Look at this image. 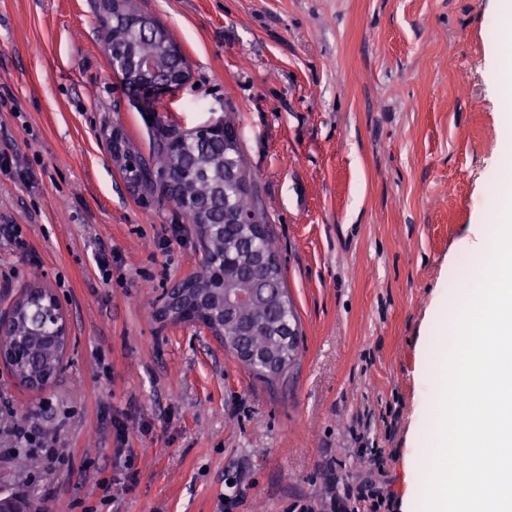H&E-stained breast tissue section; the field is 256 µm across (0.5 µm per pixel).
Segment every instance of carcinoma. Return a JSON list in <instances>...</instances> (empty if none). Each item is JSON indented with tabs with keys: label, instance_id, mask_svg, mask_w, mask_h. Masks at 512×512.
Listing matches in <instances>:
<instances>
[{
	"label": "carcinoma",
	"instance_id": "1",
	"mask_svg": "<svg viewBox=\"0 0 512 512\" xmlns=\"http://www.w3.org/2000/svg\"><path fill=\"white\" fill-rule=\"evenodd\" d=\"M130 46L137 55L152 59L160 72L169 73L178 67L175 57L165 54L151 35L136 27H129L121 36L110 39L111 58L124 55ZM150 140L149 158L129 157L125 168L127 179L142 184L162 201L187 214L193 209L204 213L208 222L218 227L213 234L201 235L204 258L195 279L205 281L213 269L224 268V287L251 296L250 302L233 312L235 331L246 326L252 328L251 335L240 337V343L250 349H277L285 362L296 361L298 354L281 344L280 336L274 331L276 327L297 324L296 310L282 272L268 270L254 261L258 255L274 254L277 250L269 225L252 223L260 210L256 188L248 183L243 189L227 186L220 193L216 177H208L201 171V166L207 163L215 168L236 167L242 163L241 157L226 150L224 137L204 127L192 136L185 135L159 115L151 123ZM175 179L184 186L185 196L181 200L172 199L163 185L164 181ZM226 210L234 211L239 222H224ZM41 319L38 305L31 303L17 310L4 330L7 337H26L33 342L27 359V367L33 370L50 367L57 361L56 348L38 342L39 337L50 333V329L41 325Z\"/></svg>",
	"mask_w": 512,
	"mask_h": 512
}]
</instances>
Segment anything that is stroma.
I'll list each match as a JSON object with an SVG mask.
<instances>
[{
  "label": "stroma",
  "instance_id": "stroma-1",
  "mask_svg": "<svg viewBox=\"0 0 512 512\" xmlns=\"http://www.w3.org/2000/svg\"><path fill=\"white\" fill-rule=\"evenodd\" d=\"M96 0H0V312L60 300L71 345L34 391L0 366V496L48 512H408L430 362L476 230L500 209L512 75L500 0H140L188 83L156 102L240 136L301 325L287 383L253 375L158 296L200 269L193 225L122 174L149 125ZM112 261L101 275L96 258ZM41 425L60 458L16 447Z\"/></svg>",
  "mask_w": 512,
  "mask_h": 512
}]
</instances>
